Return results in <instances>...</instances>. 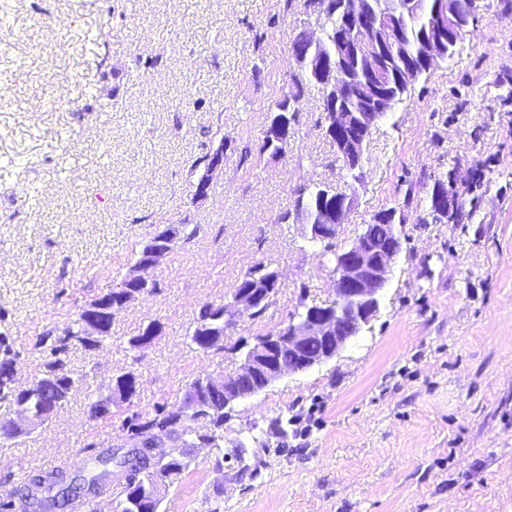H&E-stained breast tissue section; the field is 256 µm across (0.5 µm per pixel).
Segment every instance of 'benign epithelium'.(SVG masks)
<instances>
[{
	"mask_svg": "<svg viewBox=\"0 0 512 512\" xmlns=\"http://www.w3.org/2000/svg\"><path fill=\"white\" fill-rule=\"evenodd\" d=\"M341 5L352 21L350 30L342 34L339 42L354 50L368 81L364 85V94L373 102L385 103L388 96V84L385 79L383 63L387 57L395 54L399 47L401 31L397 21L390 17L376 19L367 15L362 0H342ZM440 28L456 30L460 19L448 9L444 0L438 14ZM304 48V55L294 59L302 69H309L312 76L324 86L323 96L324 133L335 144L336 151L353 154L362 159L364 145L367 144L373 129L378 123L376 112H355L341 103L344 82L340 71L346 57L330 52L317 54L323 40L304 30L294 39ZM447 56V46L441 37H429L424 41L420 57L405 65L407 76L416 75L420 68H429L438 59ZM293 109V99L284 98L269 125L263 132L268 145H276L271 155L278 156L285 152L290 137L289 123L286 115ZM224 162V140L208 151V159L203 175L196 184V197L199 191L209 184L212 173ZM363 178L361 165L352 168V182L342 185L329 184L324 187V196L335 201L333 208L322 217L323 223L314 224L308 213L302 212L298 218L305 224L308 234L313 239L327 240L335 237L338 228L348 218L354 202L353 183ZM439 202L434 215L446 218L456 208V198L446 190L437 191ZM401 252V238L397 229H392L388 244H375L360 234L340 251L335 267L333 281V298L321 305H310L298 321H290L279 333L266 336L253 346L241 359L236 376L208 377L205 385L224 387V405L252 396L250 392L240 391L235 387V377H248L256 373L263 374L265 385L269 386L286 374L303 372L320 365L336 356L351 338L356 336L364 325L370 322L379 308L381 292ZM158 265L156 260L136 262L123 281L125 288H147L152 281L145 276L149 270ZM270 294H259L253 288H239L233 294L234 308L224 307V329L214 332L209 338V346L214 347L224 341V330L233 327L237 315L244 311L256 309L267 302ZM320 341L325 347L311 352L307 343ZM286 347L288 352L297 356V361L284 367L275 365L271 359L276 350ZM41 424V420L27 408L21 406L14 419V428L19 431L31 430Z\"/></svg>",
	"mask_w": 512,
	"mask_h": 512,
	"instance_id": "7a95c632",
	"label": "benign epithelium"
}]
</instances>
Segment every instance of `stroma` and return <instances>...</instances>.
Here are the masks:
<instances>
[{
	"instance_id": "35a3bbf8",
	"label": "stroma",
	"mask_w": 512,
	"mask_h": 512,
	"mask_svg": "<svg viewBox=\"0 0 512 512\" xmlns=\"http://www.w3.org/2000/svg\"><path fill=\"white\" fill-rule=\"evenodd\" d=\"M0 40V332L18 378L38 377L41 333L119 286L143 241L184 229L97 346L70 344L77 379L52 420L0 440V494L21 473L127 448L132 414L179 404L199 376L233 375L239 348L332 297L335 255L375 214L403 215V248L374 319L335 357L236 403L217 446L190 449L159 512H512V0H482L474 35L412 84L364 153L332 245L290 219L297 196L346 181L322 128V89L290 56L322 35L305 0H12ZM108 70L114 97L96 94ZM302 97L283 156L262 130L283 89ZM224 144L194 199L193 161ZM458 175L464 215L424 223L435 180ZM279 271L270 306L222 346L188 337L253 265ZM151 345H129L151 322ZM129 372L108 420L90 402Z\"/></svg>"
}]
</instances>
